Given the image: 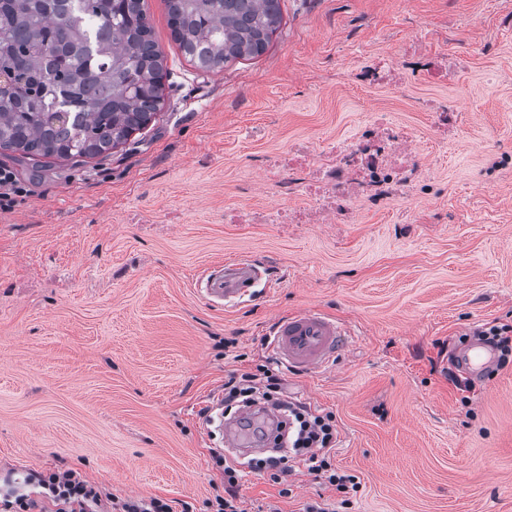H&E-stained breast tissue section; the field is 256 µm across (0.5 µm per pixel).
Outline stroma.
I'll return each mask as SVG.
<instances>
[{
	"mask_svg": "<svg viewBox=\"0 0 512 512\" xmlns=\"http://www.w3.org/2000/svg\"><path fill=\"white\" fill-rule=\"evenodd\" d=\"M280 7L262 55L202 72L147 0L170 71L155 120L105 158L0 150L29 191L0 211V496L72 467L203 512L223 482L200 409L270 357L278 317L315 308L349 344L333 366L282 371L283 388L335 414L334 462L361 481L351 512H512V365L467 393L448 381L461 336L512 323V0ZM382 58L391 81L361 85ZM376 113L422 142L421 189L348 224L225 222L299 206L267 166ZM232 257L274 286L227 310L205 288ZM289 482L283 497L246 476V512L338 499L307 468Z\"/></svg>",
	"mask_w": 512,
	"mask_h": 512,
	"instance_id": "1",
	"label": "stroma"
}]
</instances>
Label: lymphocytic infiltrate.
Instances as JSON below:
<instances>
[{
    "label": "lymphocytic infiltrate",
    "instance_id": "f902f5d3",
    "mask_svg": "<svg viewBox=\"0 0 512 512\" xmlns=\"http://www.w3.org/2000/svg\"><path fill=\"white\" fill-rule=\"evenodd\" d=\"M273 403L288 418L287 453L253 458L245 468L268 477L280 487V496L291 495L288 478L293 465L305 466L335 487L339 503H309L305 512H336L349 507L351 497L360 489L356 475L336 468L332 450L336 446V417L330 412H316L306 404L285 399L282 379L273 361L256 365L254 370L231 375L224 382L225 410H238L260 403ZM214 468L224 475V490L207 499V512H243L238 488L242 469L228 465L223 453L211 449ZM32 492L15 495L0 504V512H174L172 506L157 497L134 498L113 502L111 494L86 479L80 471L68 468L31 474Z\"/></svg>",
    "mask_w": 512,
    "mask_h": 512
}]
</instances>
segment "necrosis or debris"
I'll return each mask as SVG.
<instances>
[{"instance_id": "obj_1", "label": "necrosis or debris", "mask_w": 512, "mask_h": 512, "mask_svg": "<svg viewBox=\"0 0 512 512\" xmlns=\"http://www.w3.org/2000/svg\"><path fill=\"white\" fill-rule=\"evenodd\" d=\"M411 137L395 123L370 120L349 139L316 151L295 145L275 183L284 194L302 196L329 212L333 223L351 221L355 201L382 206L398 189H410L421 174L413 163Z\"/></svg>"}]
</instances>
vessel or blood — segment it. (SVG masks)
<instances>
[{"label": "vessel or blood", "mask_w": 512, "mask_h": 512, "mask_svg": "<svg viewBox=\"0 0 512 512\" xmlns=\"http://www.w3.org/2000/svg\"><path fill=\"white\" fill-rule=\"evenodd\" d=\"M262 276L259 265L243 259L226 261L211 275L216 286L210 294L225 306L239 305ZM348 336L343 322L320 310L309 309L281 316L275 325L272 345L288 368L309 373L337 362ZM496 362L495 350L478 340L467 341L451 359L453 368L467 379L477 378ZM285 422L284 415L245 408L233 418L218 423L217 429L224 437L225 447L245 458L269 446L281 434Z\"/></svg>", "instance_id": "b4317fda"}]
</instances>
